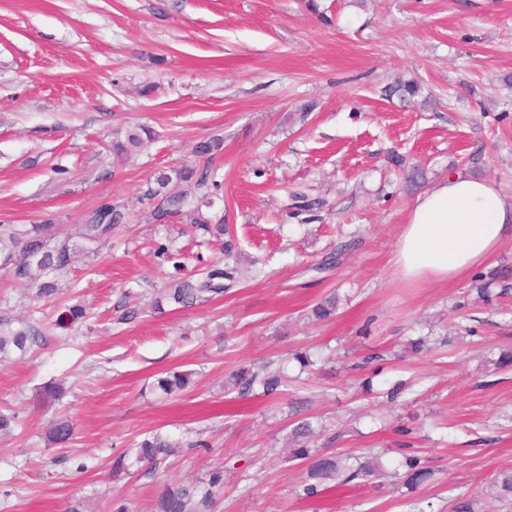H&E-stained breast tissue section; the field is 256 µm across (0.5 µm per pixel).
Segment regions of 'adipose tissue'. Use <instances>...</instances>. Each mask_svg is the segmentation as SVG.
I'll return each mask as SVG.
<instances>
[{
    "label": "adipose tissue",
    "instance_id": "1",
    "mask_svg": "<svg viewBox=\"0 0 512 512\" xmlns=\"http://www.w3.org/2000/svg\"><path fill=\"white\" fill-rule=\"evenodd\" d=\"M511 232L512 204L490 182L456 173L416 197L394 263L409 278L454 281L490 259Z\"/></svg>",
    "mask_w": 512,
    "mask_h": 512
}]
</instances>
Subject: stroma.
I'll return each instance as SVG.
<instances>
[{
	"label": "stroma",
	"mask_w": 512,
	"mask_h": 512,
	"mask_svg": "<svg viewBox=\"0 0 512 512\" xmlns=\"http://www.w3.org/2000/svg\"><path fill=\"white\" fill-rule=\"evenodd\" d=\"M407 81L421 86L413 100L386 96ZM136 124L158 140L113 159L103 135ZM215 134L224 155L213 210L232 233L238 286L115 323L126 293L151 296L171 273L158 245L181 249L189 273L219 256L181 225L144 223L141 199L153 171ZM458 172L512 203V0H0V221L52 213L68 229L105 198L130 211L78 275L73 294L89 317L71 330L54 325L57 300L34 301L0 275V320L33 307L41 333L0 365V412L22 421L0 436V512H63L76 499L90 512L116 500L150 512L164 484L207 480L217 466L213 512H402L391 487L294 496L303 465L288 458L289 438L307 415L324 426L319 448L380 450L389 466L411 445L432 472L415 496L434 512L461 493L474 512H512L494 484L512 470V368L493 365L512 347V293L485 302L471 276L413 283L393 262L413 201ZM295 190L324 199L315 219L288 213ZM332 294L335 316L313 320ZM417 336L441 343L406 352ZM303 348L323 359L290 363L279 399L225 393L237 364ZM168 370L193 383L163 399L153 386ZM57 380L66 394L40 404L39 387ZM59 414L74 435L52 447L44 433ZM153 432H199L212 448L152 473L130 457L114 472Z\"/></svg>",
	"instance_id": "35a3bbf8"
}]
</instances>
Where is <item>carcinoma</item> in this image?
I'll return each mask as SVG.
<instances>
[{"label":"carcinoma","instance_id":"obj_1","mask_svg":"<svg viewBox=\"0 0 512 512\" xmlns=\"http://www.w3.org/2000/svg\"><path fill=\"white\" fill-rule=\"evenodd\" d=\"M156 139V133L148 126L137 125L112 130L108 150L112 156L127 160L138 155ZM194 160L184 162L168 170H159L146 183L144 198L152 202L146 220L152 224H167L177 218L191 225L208 237V241L225 242L224 257L212 261L198 277H168L164 288L150 300L155 310L164 305L180 308L207 302L224 294L238 282V267L233 260V245L224 240L228 229L224 220L215 219L204 212L211 206V198L218 195L219 183L213 162L224 153V138L210 136L197 142L192 149ZM129 212L125 205L109 199L88 210L82 222L71 231L62 232L60 219L49 215L37 224H0V271L12 281L35 289L33 298L43 300L62 293L60 282L73 289L76 282L69 279L70 272L82 259L96 255L109 243L115 232L127 223ZM336 313V298H326L317 303L311 315L325 321ZM87 318L80 304L68 306L56 319V326L67 329ZM40 332L29 320L21 321V327H0V354L11 349L26 352L37 344ZM192 373L168 371L157 379L155 386L162 396L176 394L190 384ZM288 375L282 368L270 364L246 363L233 370L225 382L227 390L240 397L257 392L270 398H278L287 386ZM74 426L66 415H56L49 422L46 433L48 445H65L72 439ZM298 440L293 458L305 463V478L295 491L300 499H311L329 489L328 483L339 481L342 486L356 480L380 485L374 480L385 476L381 457L371 454L355 466L344 462V457L320 448H310L303 440L317 437L312 422L302 420L293 429ZM206 442L197 440L173 441L155 432L134 444L136 461L154 471L160 463L175 455L178 448H205ZM407 472L402 486L413 493L431 475L424 460L416 455L404 456ZM391 478H397L393 472ZM224 489V469L215 468L209 478L198 484L166 485L154 497L152 512H212L217 497Z\"/></svg>","mask_w":512,"mask_h":512}]
</instances>
